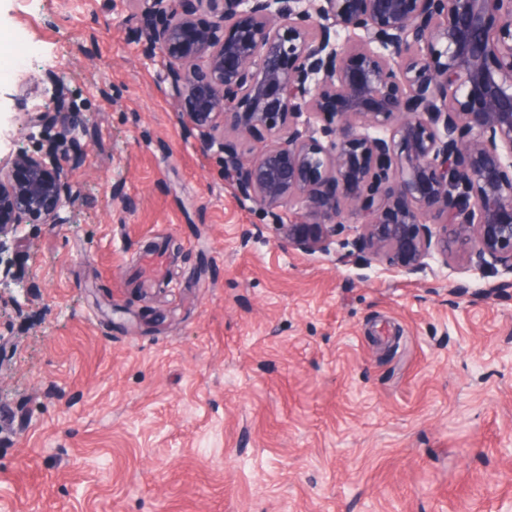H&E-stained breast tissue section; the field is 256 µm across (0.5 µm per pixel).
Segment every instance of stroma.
<instances>
[{"mask_svg": "<svg viewBox=\"0 0 512 512\" xmlns=\"http://www.w3.org/2000/svg\"><path fill=\"white\" fill-rule=\"evenodd\" d=\"M151 0H0V162L87 121L56 223L0 283V512H512V288L282 248L187 138ZM132 200L133 208L121 203ZM173 240L167 277L141 278Z\"/></svg>", "mask_w": 512, "mask_h": 512, "instance_id": "stroma-1", "label": "stroma"}]
</instances>
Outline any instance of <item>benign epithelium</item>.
<instances>
[{"label": "benign epithelium", "mask_w": 512, "mask_h": 512, "mask_svg": "<svg viewBox=\"0 0 512 512\" xmlns=\"http://www.w3.org/2000/svg\"><path fill=\"white\" fill-rule=\"evenodd\" d=\"M205 10L207 26L197 23ZM185 133L223 155L281 244L416 273L457 257L512 275V0H151ZM56 148L0 165V238L70 204L84 123L60 94ZM296 223H283V213Z\"/></svg>", "instance_id": "1"}]
</instances>
